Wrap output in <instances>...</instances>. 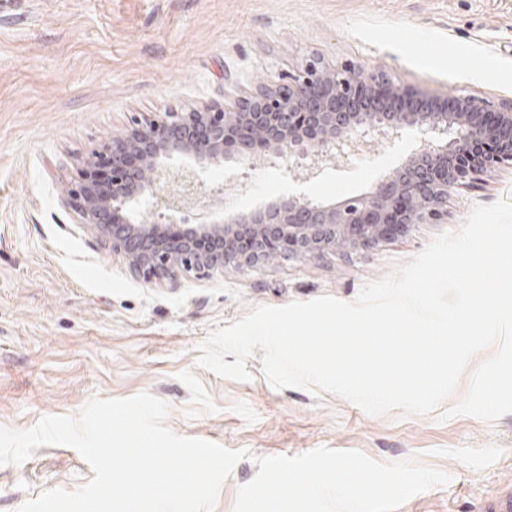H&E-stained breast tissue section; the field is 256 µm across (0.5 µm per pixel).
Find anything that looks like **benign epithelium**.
Wrapping results in <instances>:
<instances>
[{
    "instance_id": "obj_1",
    "label": "benign epithelium",
    "mask_w": 512,
    "mask_h": 512,
    "mask_svg": "<svg viewBox=\"0 0 512 512\" xmlns=\"http://www.w3.org/2000/svg\"><path fill=\"white\" fill-rule=\"evenodd\" d=\"M408 132L416 141L406 162L363 194L329 201L288 192L246 212L226 216L213 207L197 224L176 222L202 198H223L224 186L208 185L207 175L230 155L244 164L261 151L288 180L307 183L325 158L347 165L356 145ZM106 154L112 188L84 181L68 192L83 226L147 282L201 278L277 258L366 250L441 220L450 190L512 165V103L433 98L380 69L331 67L314 57L300 74L261 85L230 107L135 117ZM201 238L223 240L224 251L199 252Z\"/></svg>"
}]
</instances>
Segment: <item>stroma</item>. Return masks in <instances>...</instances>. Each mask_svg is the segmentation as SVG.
Segmentation results:
<instances>
[{
	"mask_svg": "<svg viewBox=\"0 0 512 512\" xmlns=\"http://www.w3.org/2000/svg\"><path fill=\"white\" fill-rule=\"evenodd\" d=\"M320 56L385 70L395 84L437 97L512 101V0H9L0 7V426L27 429L46 415L77 416L93 398L149 392L167 426L251 451L223 483L215 512H233L254 456L326 446L379 461L409 457L450 475L399 512H480L512 483V414L438 421L394 410L367 414L341 396L273 388L262 350L236 381L198 368L208 331L253 308L361 286L461 227L477 204L512 196V166L448 194V218L417 224L374 248L225 268L206 278L148 283L104 249L67 192L90 154L133 116L224 105ZM411 137L378 136L350 164L324 163L304 184L322 198L367 192L399 166ZM246 191L228 211L289 191L287 174L250 162ZM67 446H43L0 466V512L51 488L93 478Z\"/></svg>",
	"mask_w": 512,
	"mask_h": 512,
	"instance_id": "stroma-1",
	"label": "stroma"
}]
</instances>
